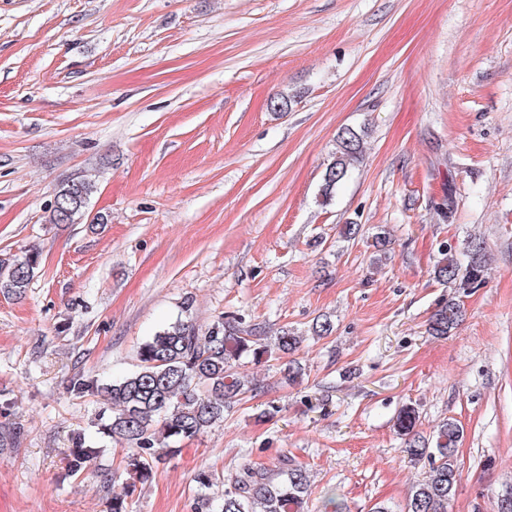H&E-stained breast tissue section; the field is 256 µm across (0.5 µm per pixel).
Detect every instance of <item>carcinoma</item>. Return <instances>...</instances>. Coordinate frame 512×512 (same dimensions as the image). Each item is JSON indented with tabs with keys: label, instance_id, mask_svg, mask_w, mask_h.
<instances>
[{
	"label": "carcinoma",
	"instance_id": "carcinoma-1",
	"mask_svg": "<svg viewBox=\"0 0 512 512\" xmlns=\"http://www.w3.org/2000/svg\"><path fill=\"white\" fill-rule=\"evenodd\" d=\"M363 152V135L353 128L342 129L336 151L327 166L320 200H332ZM95 185L80 177L69 178L55 189L47 222L80 224L88 219L89 200ZM434 278L454 285L462 293L485 282L488 257L484 242L471 240L465 259L446 244L439 247ZM40 266V253L28 252L11 262L0 261V291L21 295ZM463 321V308L456 297L439 304L429 319L431 336H446ZM301 336L284 329L272 344L261 330L241 317H226L201 335L192 323L181 318L167 324L140 344L138 364L130 374L111 381L76 375L69 390L76 396L100 397L109 414L97 422L98 433L131 448L126 468L145 482L154 465L174 455L173 444L191 441L224 422L230 400L254 390L252 382L240 378L235 365L244 357L261 360L274 351L288 354L297 349ZM415 410L408 407L398 417V431L406 437L405 452L425 461L428 471L413 488L400 512H448L460 473L456 455L463 428L447 419L425 439L416 433ZM102 453L79 437L70 450L66 476L82 474ZM309 476L306 468L283 455L276 471L246 466L233 482L224 485L217 512H304Z\"/></svg>",
	"mask_w": 512,
	"mask_h": 512
}]
</instances>
